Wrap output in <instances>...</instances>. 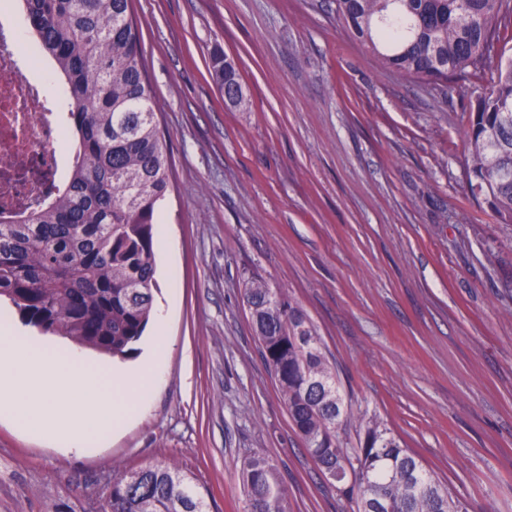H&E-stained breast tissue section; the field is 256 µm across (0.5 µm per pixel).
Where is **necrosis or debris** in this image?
<instances>
[{
	"mask_svg": "<svg viewBox=\"0 0 512 512\" xmlns=\"http://www.w3.org/2000/svg\"><path fill=\"white\" fill-rule=\"evenodd\" d=\"M17 42L0 44V221L27 210L59 178L56 102L25 78Z\"/></svg>",
	"mask_w": 512,
	"mask_h": 512,
	"instance_id": "4bbe7bcc",
	"label": "necrosis or debris"
}]
</instances>
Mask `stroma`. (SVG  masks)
Masks as SVG:
<instances>
[{
	"label": "stroma",
	"instance_id": "1",
	"mask_svg": "<svg viewBox=\"0 0 512 512\" xmlns=\"http://www.w3.org/2000/svg\"><path fill=\"white\" fill-rule=\"evenodd\" d=\"M133 9L171 147L154 294L166 383L79 457L0 421V512H98L117 471L162 459L210 512H244L240 466L255 455L275 461L290 512H351L265 364L249 271L316 327L351 405L346 447L378 419L468 512H512V224L466 178L469 107L493 71L450 90L382 70L334 0ZM217 45L241 107L211 78Z\"/></svg>",
	"mask_w": 512,
	"mask_h": 512
}]
</instances>
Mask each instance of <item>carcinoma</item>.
Wrapping results in <instances>:
<instances>
[{
    "label": "carcinoma",
    "mask_w": 512,
    "mask_h": 512,
    "mask_svg": "<svg viewBox=\"0 0 512 512\" xmlns=\"http://www.w3.org/2000/svg\"><path fill=\"white\" fill-rule=\"evenodd\" d=\"M31 34L63 88L76 135L66 184L0 223V299L45 333L114 357L135 351L158 290L155 225L170 186L132 0H19ZM336 15L383 68L428 83L483 73L512 41V0H336ZM212 76L232 95L235 62L216 48ZM473 197L512 224V58L477 96L467 131ZM244 303L288 415L353 512H467L381 422L343 445L347 406L335 367L304 312L254 273ZM245 512H289L273 461L243 462ZM102 512H208L179 467L156 461L112 479Z\"/></svg>",
    "instance_id": "obj_1"
}]
</instances>
